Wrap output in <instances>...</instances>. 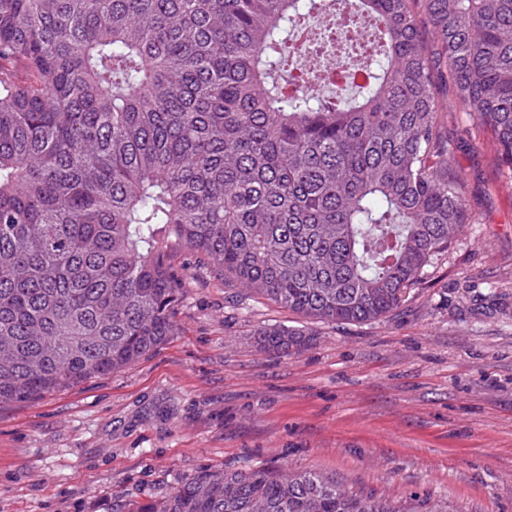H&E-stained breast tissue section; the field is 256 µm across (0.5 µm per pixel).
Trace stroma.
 <instances>
[{
  "instance_id": "35a3bbf8",
  "label": "stroma",
  "mask_w": 512,
  "mask_h": 512,
  "mask_svg": "<svg viewBox=\"0 0 512 512\" xmlns=\"http://www.w3.org/2000/svg\"><path fill=\"white\" fill-rule=\"evenodd\" d=\"M453 165L478 216L383 320L314 324L310 347L260 352L264 300L231 305L194 259L156 354L0 406V512H113L202 470H314L448 512H512V184L490 134L449 107Z\"/></svg>"
}]
</instances>
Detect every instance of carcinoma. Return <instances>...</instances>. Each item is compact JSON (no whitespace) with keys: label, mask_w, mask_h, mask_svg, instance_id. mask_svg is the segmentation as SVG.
<instances>
[{"label":"carcinoma","mask_w":512,"mask_h":512,"mask_svg":"<svg viewBox=\"0 0 512 512\" xmlns=\"http://www.w3.org/2000/svg\"><path fill=\"white\" fill-rule=\"evenodd\" d=\"M324 0H0V405L149 356L191 256L311 322L398 310L476 215L455 105L512 182V0H358L366 77L289 89ZM290 355L306 327L261 326ZM115 512H406L312 471L204 470Z\"/></svg>","instance_id":"obj_1"}]
</instances>
